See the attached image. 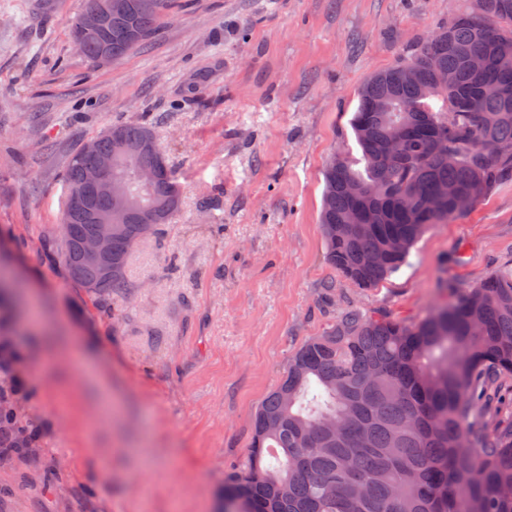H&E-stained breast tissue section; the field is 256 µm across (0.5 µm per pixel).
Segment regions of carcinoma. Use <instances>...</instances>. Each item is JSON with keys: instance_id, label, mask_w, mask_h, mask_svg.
<instances>
[{"instance_id": "1", "label": "carcinoma", "mask_w": 512, "mask_h": 512, "mask_svg": "<svg viewBox=\"0 0 512 512\" xmlns=\"http://www.w3.org/2000/svg\"><path fill=\"white\" fill-rule=\"evenodd\" d=\"M99 0H83L71 25L77 50L95 65L115 63L149 40L169 0H119L99 34L83 36ZM410 57L370 76L350 126L360 149L334 153L324 169L321 225L330 266L357 288L386 280L436 224L462 217L435 198L512 181V0H474ZM485 62V74L466 59ZM406 65L415 82L392 87ZM440 67L454 82L442 86ZM443 101L441 108L431 100ZM97 153L125 152L118 173L155 166L158 213L135 183L129 209L89 192L87 209L69 214V195L96 160L80 145L62 172L60 240L45 257L99 302L130 288L132 251L160 235L182 193L147 122L114 123L91 137ZM353 185L364 194L349 191ZM112 225V274L84 261L82 243ZM288 394H283V391ZM512 276H491L417 320L347 309L288 359L254 413L242 464L224 480V512H512ZM18 435L14 409L0 397V437Z\"/></svg>"}]
</instances>
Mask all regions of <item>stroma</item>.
Listing matches in <instances>:
<instances>
[{"label": "stroma", "instance_id": "35a3bbf8", "mask_svg": "<svg viewBox=\"0 0 512 512\" xmlns=\"http://www.w3.org/2000/svg\"><path fill=\"white\" fill-rule=\"evenodd\" d=\"M83 0H0V239L29 285L10 334L26 379L25 459L0 458V512H217L253 412L289 357L344 309L419 317L512 274V181L419 239L373 288L329 265L323 169L358 154L349 121L371 74L471 0H172L113 64L77 51ZM149 120L182 189L127 293L101 306L45 261L66 156Z\"/></svg>", "mask_w": 512, "mask_h": 512}]
</instances>
